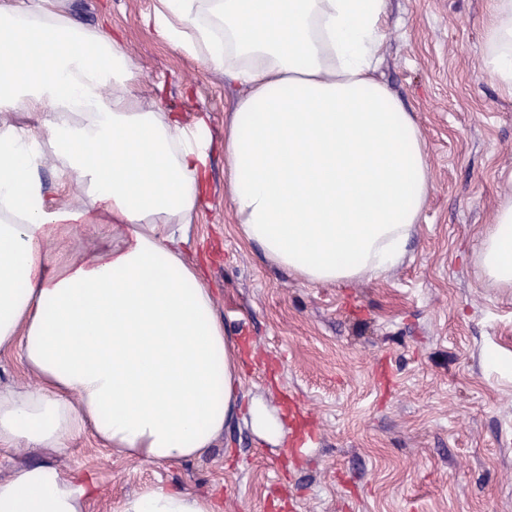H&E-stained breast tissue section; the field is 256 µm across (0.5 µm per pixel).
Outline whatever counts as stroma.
Returning a JSON list of instances; mask_svg holds the SVG:
<instances>
[{
	"label": "stroma",
	"mask_w": 512,
	"mask_h": 512,
	"mask_svg": "<svg viewBox=\"0 0 512 512\" xmlns=\"http://www.w3.org/2000/svg\"><path fill=\"white\" fill-rule=\"evenodd\" d=\"M153 0H62L119 37L136 93L185 123L209 117L205 205L187 248L211 288L243 372L239 408L202 458L112 457L85 433L60 457L92 479L87 512H121L151 484L216 512H512V288L481 280L475 255L512 190V97L482 70L489 0H389L383 80L428 144L432 189L404 263L382 279L310 284L241 242L224 197V120L238 87L168 46ZM111 224L57 235L64 264L118 243ZM289 390L320 447L288 453Z\"/></svg>",
	"instance_id": "stroma-1"
}]
</instances>
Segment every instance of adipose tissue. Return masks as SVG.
<instances>
[{"instance_id": "ef3b65f1", "label": "adipose tissue", "mask_w": 512, "mask_h": 512, "mask_svg": "<svg viewBox=\"0 0 512 512\" xmlns=\"http://www.w3.org/2000/svg\"><path fill=\"white\" fill-rule=\"evenodd\" d=\"M150 20L243 89L224 123V193L244 243L311 283L402 263L431 182L412 112L378 77L389 0H155ZM29 45L40 54L24 56ZM482 68L512 96V0H489ZM137 78L120 42L74 24L61 0H0V350L19 349L37 380L0 388V446L47 456L0 479V512H86L91 485L55 460L73 435L179 463L213 448L236 410L235 348L184 257L209 124L143 105ZM70 224H121L124 238L61 265L49 244ZM475 265L512 288V192ZM122 512L214 505L146 485Z\"/></svg>"}]
</instances>
